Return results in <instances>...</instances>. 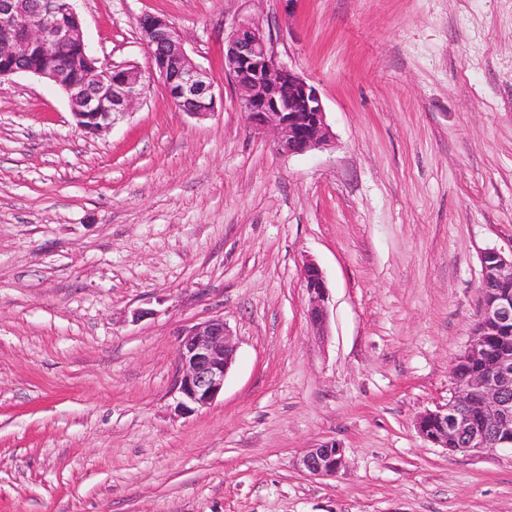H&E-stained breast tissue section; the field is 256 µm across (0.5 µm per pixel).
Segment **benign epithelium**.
I'll return each mask as SVG.
<instances>
[{
    "label": "benign epithelium",
    "mask_w": 512,
    "mask_h": 512,
    "mask_svg": "<svg viewBox=\"0 0 512 512\" xmlns=\"http://www.w3.org/2000/svg\"><path fill=\"white\" fill-rule=\"evenodd\" d=\"M77 2L0 0V56L18 60L0 68V79L27 73L50 82L66 95L77 127L96 135L140 98L144 76L133 65L102 63L91 54ZM139 29L171 102L193 116L213 112V75L192 59L176 28L151 14L140 18ZM49 41L77 51L78 74L60 61L39 66L25 61ZM225 43L224 77L236 86L250 129L276 131V150L287 155L303 154L328 142L329 125L318 89L278 61L260 23L237 26ZM481 265L480 315L454 361L453 396L415 420L422 438L451 452L512 447V350L500 345L491 350L486 344L488 336L512 334V250L488 248L481 254ZM302 278L309 319L320 329L326 320L324 273L309 262ZM235 351L236 343L221 316L182 333L177 384L182 406L204 408L224 393ZM344 463V448L334 441L306 450L297 460L300 469L322 478L336 477Z\"/></svg>",
    "instance_id": "benign-epithelium-1"
}]
</instances>
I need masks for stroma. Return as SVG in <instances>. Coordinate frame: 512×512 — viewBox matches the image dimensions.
<instances>
[{
  "label": "stroma",
  "mask_w": 512,
  "mask_h": 512,
  "mask_svg": "<svg viewBox=\"0 0 512 512\" xmlns=\"http://www.w3.org/2000/svg\"><path fill=\"white\" fill-rule=\"evenodd\" d=\"M145 76L95 137L37 77L0 80V512H512V450L446 451L481 308L512 249V0H81ZM180 32L215 112L179 110L138 20ZM260 22L322 97L329 145L278 153L224 76ZM323 270L326 326L302 269ZM223 316L224 392L184 409L183 330ZM338 442L333 478L297 458Z\"/></svg>",
  "instance_id": "1"
}]
</instances>
